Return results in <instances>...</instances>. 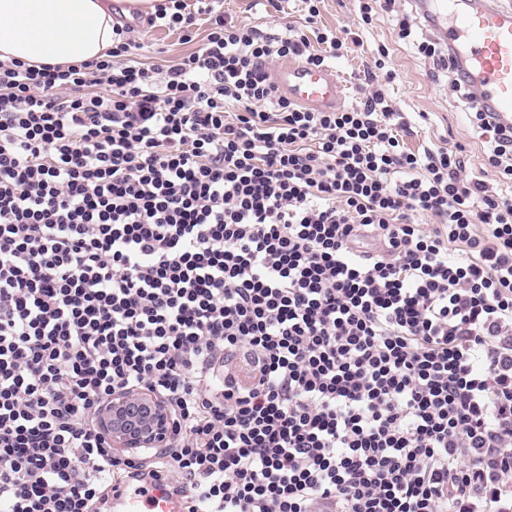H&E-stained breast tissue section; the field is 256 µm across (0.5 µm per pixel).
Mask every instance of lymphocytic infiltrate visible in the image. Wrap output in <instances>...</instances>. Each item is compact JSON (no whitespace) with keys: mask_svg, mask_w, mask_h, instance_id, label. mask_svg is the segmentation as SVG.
<instances>
[{"mask_svg":"<svg viewBox=\"0 0 512 512\" xmlns=\"http://www.w3.org/2000/svg\"><path fill=\"white\" fill-rule=\"evenodd\" d=\"M319 2L280 37L203 6L162 73L123 27L101 60L0 61L6 512H90L91 473L157 465L205 512H472L512 472V197L460 151L405 150L380 90L338 112L278 92L274 59L343 54ZM463 97L511 180L512 127ZM124 389L166 402L165 447L103 436Z\"/></svg>","mask_w":512,"mask_h":512,"instance_id":"f902f5d3","label":"lymphocytic infiltrate"}]
</instances>
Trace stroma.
<instances>
[{
    "label": "stroma",
    "mask_w": 512,
    "mask_h": 512,
    "mask_svg": "<svg viewBox=\"0 0 512 512\" xmlns=\"http://www.w3.org/2000/svg\"><path fill=\"white\" fill-rule=\"evenodd\" d=\"M219 8L234 23L257 27L268 35H280L286 29L304 25L299 0H221ZM371 15V23L362 22L359 0H322L320 4V27L348 32L358 40L347 54L329 63L346 85V105L360 103L356 79L372 66L373 50L386 46L388 67L394 78L379 79L377 86L410 126L403 136L405 148L417 153L426 148L462 147L466 178L486 180L497 193L512 195V181L498 178L487 164L492 133L473 126L468 109L461 104L460 94L452 85L451 75L417 49L419 42L432 38V31L423 26L413 29L410 38H399L400 21L419 18L414 0H396L387 10L377 2ZM196 29V41L188 44L182 43L178 32L159 28L136 27L129 37L137 46L138 60L164 69L196 50L197 40L207 34V21H198Z\"/></svg>",
    "instance_id": "obj_1"
}]
</instances>
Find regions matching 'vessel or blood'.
Masks as SVG:
<instances>
[{
    "label": "vessel or blood",
    "instance_id": "1",
    "mask_svg": "<svg viewBox=\"0 0 512 512\" xmlns=\"http://www.w3.org/2000/svg\"><path fill=\"white\" fill-rule=\"evenodd\" d=\"M421 7L439 40L453 49L466 85L512 126V9L496 0H421ZM280 93L314 111H333L345 100L335 70L291 60L274 77ZM111 512H187L168 481L149 477L139 484L113 487Z\"/></svg>",
    "mask_w": 512,
    "mask_h": 512
}]
</instances>
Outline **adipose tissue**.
I'll list each match as a JSON object with an SVG mask.
<instances>
[{"instance_id":"1","label":"adipose tissue","mask_w":512,"mask_h":512,"mask_svg":"<svg viewBox=\"0 0 512 512\" xmlns=\"http://www.w3.org/2000/svg\"><path fill=\"white\" fill-rule=\"evenodd\" d=\"M113 0H0V61L72 65L112 49Z\"/></svg>"}]
</instances>
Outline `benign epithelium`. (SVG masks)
<instances>
[{
  "label": "benign epithelium",
  "mask_w": 512,
  "mask_h": 512,
  "mask_svg": "<svg viewBox=\"0 0 512 512\" xmlns=\"http://www.w3.org/2000/svg\"><path fill=\"white\" fill-rule=\"evenodd\" d=\"M104 412L101 428L112 435L115 448H160L168 439L170 410L153 396L119 390Z\"/></svg>",
  "instance_id": "benign-epithelium-1"
}]
</instances>
